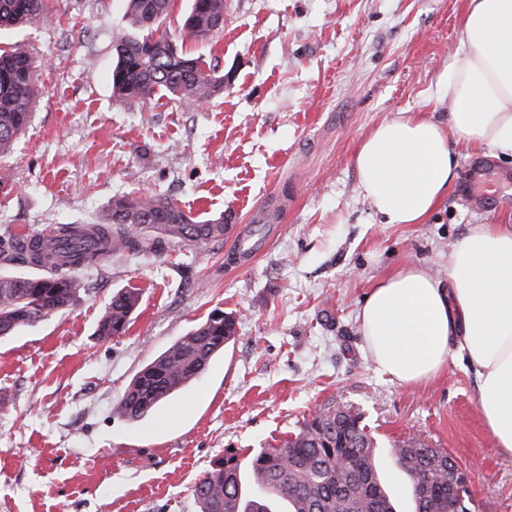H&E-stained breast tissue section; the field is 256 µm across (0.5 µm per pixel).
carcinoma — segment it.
<instances>
[{
  "label": "carcinoma",
  "instance_id": "carcinoma-1",
  "mask_svg": "<svg viewBox=\"0 0 512 512\" xmlns=\"http://www.w3.org/2000/svg\"><path fill=\"white\" fill-rule=\"evenodd\" d=\"M127 25L114 37L112 92L125 102L157 93L186 104L220 95L221 73L186 44L208 40L224 15V0H190L178 33L162 28L172 0H127ZM50 19L48 0H0V30ZM38 63L23 42L0 49V155L9 152L30 123ZM223 215L195 217L164 195H116L92 224H59L54 245L34 234L0 238V265L26 268L0 274V336L78 305L87 291L82 272L107 253L158 254L171 247L224 240ZM139 305L120 290L97 322L103 340L123 335ZM237 333V317L212 310L137 373L113 413L129 422L147 419L162 403L197 380ZM388 456L409 479L410 512H462L449 479L448 454L420 440L380 447L360 413L329 407L279 448H262L242 461L232 452L216 459L193 495L201 512H400L381 470Z\"/></svg>",
  "mask_w": 512,
  "mask_h": 512
}]
</instances>
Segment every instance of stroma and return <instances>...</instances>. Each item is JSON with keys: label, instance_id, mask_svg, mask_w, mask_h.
<instances>
[{"label": "stroma", "instance_id": "obj_1", "mask_svg": "<svg viewBox=\"0 0 512 512\" xmlns=\"http://www.w3.org/2000/svg\"><path fill=\"white\" fill-rule=\"evenodd\" d=\"M51 18L1 32L41 62L30 127L0 159V233L87 223L113 196L157 193L232 215L264 241L225 267L226 246L115 253L85 274L73 309L0 337V512H198L196 480L226 452L277 447L315 411L347 405L384 444L419 438L465 472L473 512H512V453L479 410L459 354L402 385L371 363L358 309L406 267L448 283V252L472 224L512 222L467 202L458 176L421 224H384L352 157L401 112L448 122L436 84L462 48L467 0H224V29L194 50L223 94L184 105L112 93L125 0H50ZM135 289L125 334L103 340L112 293ZM215 308L237 334L206 374L132 424L113 409L135 374Z\"/></svg>", "mask_w": 512, "mask_h": 512}]
</instances>
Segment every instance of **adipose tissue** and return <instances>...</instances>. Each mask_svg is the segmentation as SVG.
<instances>
[{
    "mask_svg": "<svg viewBox=\"0 0 512 512\" xmlns=\"http://www.w3.org/2000/svg\"><path fill=\"white\" fill-rule=\"evenodd\" d=\"M463 50L437 82L450 130L421 112L380 123L352 163L358 190L386 224H420L458 177L448 131L512 159V0H468ZM449 288L422 269L376 283L358 313L376 369L411 385L459 347L478 380L479 409L496 445L512 452V224H473L448 252Z\"/></svg>",
    "mask_w": 512,
    "mask_h": 512,
    "instance_id": "adipose-tissue-1",
    "label": "adipose tissue"
}]
</instances>
